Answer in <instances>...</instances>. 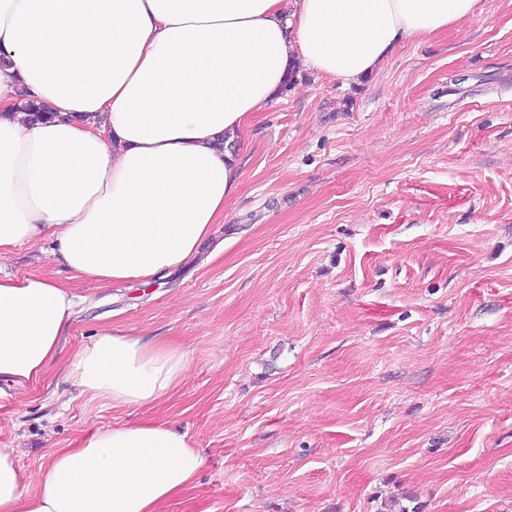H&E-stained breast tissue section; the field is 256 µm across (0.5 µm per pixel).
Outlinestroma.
Masks as SVG:
<instances>
[{
	"mask_svg": "<svg viewBox=\"0 0 512 512\" xmlns=\"http://www.w3.org/2000/svg\"><path fill=\"white\" fill-rule=\"evenodd\" d=\"M235 152L223 223L148 285L88 287L49 239L0 255L82 295L62 352L107 326L189 352L146 411L55 367L1 405L30 491L47 449L147 418L205 455L158 512H512V0L358 87L301 70Z\"/></svg>",
	"mask_w": 512,
	"mask_h": 512,
	"instance_id": "stroma-1",
	"label": "stroma"
}]
</instances>
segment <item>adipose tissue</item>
<instances>
[{"label":"adipose tissue","mask_w":512,"mask_h":512,"mask_svg":"<svg viewBox=\"0 0 512 512\" xmlns=\"http://www.w3.org/2000/svg\"><path fill=\"white\" fill-rule=\"evenodd\" d=\"M482 0H0V254L54 238L94 286L150 281L195 258L238 191L232 148L290 64L355 84L394 46ZM38 100L51 118L30 120ZM80 297L31 272L0 277V402L55 363L81 394L147 409L176 391L187 349L122 328L59 356ZM205 458L165 422L116 425L50 455L41 488L0 448V512H156Z\"/></svg>","instance_id":"obj_1"}]
</instances>
